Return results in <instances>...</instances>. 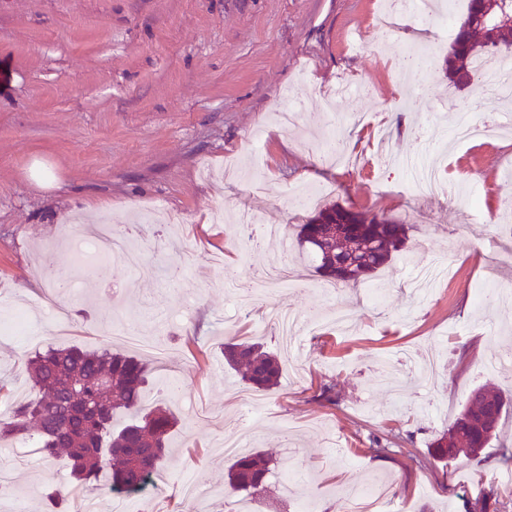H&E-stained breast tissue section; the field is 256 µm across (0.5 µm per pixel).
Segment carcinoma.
Masks as SVG:
<instances>
[{
  "label": "carcinoma",
  "mask_w": 512,
  "mask_h": 512,
  "mask_svg": "<svg viewBox=\"0 0 512 512\" xmlns=\"http://www.w3.org/2000/svg\"><path fill=\"white\" fill-rule=\"evenodd\" d=\"M482 4L483 0H468L449 45L448 80L457 85L482 84L479 60L497 52L512 54V26L482 19ZM334 219L349 221L342 230V242L323 246L316 241L320 222ZM297 237L299 245L309 250L319 276L353 284L387 265L407 240L405 225L368 218L336 204L316 209L308 223L300 225ZM224 359L251 387L271 391L279 384V360L258 342H239L231 337L224 343ZM26 372L30 396L15 403L9 416L0 418V442L33 439L43 459L67 457L69 480L46 493L48 512H58V505L71 499L74 490L98 482L105 469L109 478L101 493L110 496L140 492L149 484L150 476L159 472L169 431L176 422L172 413L155 408L112 431L116 412L141 409L142 388L149 375L146 363L108 349L50 347L28 360ZM103 377L110 381L107 389L99 385ZM75 379L82 383L78 402L71 401L69 393ZM504 406L497 391L481 388L480 397L467 398L450 429L431 443L432 457L442 460L452 448L488 447L493 434L479 422L489 419L499 423ZM268 464L261 452L240 453L228 468V482L238 490L258 493L264 489Z\"/></svg>",
  "instance_id": "carcinoma-1"
}]
</instances>
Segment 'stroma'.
Returning <instances> with one entry per match:
<instances>
[{
    "label": "stroma",
    "mask_w": 512,
    "mask_h": 512,
    "mask_svg": "<svg viewBox=\"0 0 512 512\" xmlns=\"http://www.w3.org/2000/svg\"><path fill=\"white\" fill-rule=\"evenodd\" d=\"M388 0H0V414L28 395L24 362L47 347L106 346L144 358L150 368L145 407L179 419L163 466L173 480L192 477L204 494L185 499L173 487H151L123 499L96 496V512H275L304 496L319 512H348L356 484L384 482L390 512H467L493 493L497 512H512V375L485 362L512 342V301L480 309L475 291H512V102L489 89L456 87L444 60L449 37L433 26L440 9L460 18L467 0H425L417 19L388 13ZM389 28H382L383 16ZM305 121L286 129L278 109L286 94ZM496 125L494 133L457 142L459 111ZM329 113L354 162L330 164L323 131L307 118ZM430 163L457 185L435 202L425 222H411L413 164ZM324 183L330 198L359 213L406 223L403 251L367 284L322 293L326 282L300 257L297 232L312 208H292L293 187ZM478 185L487 221L469 219ZM278 218L284 240L261 243L238 224L241 208ZM103 220L116 232L132 226L164 238L149 255L160 268L125 275L121 292L107 280L68 304L64 326L40 301L37 268L79 270L65 240L75 218ZM289 242L302 273L291 289L237 310L227 282L248 283ZM439 261L447 278L414 297L415 268ZM385 299H366L365 286ZM318 319L305 336L301 372L282 368L269 405L253 423L254 450L272 471L261 493L224 482L230 458L224 434L240 427L238 399L251 389L224 363L221 344L251 338L273 352L280 344L264 324L270 308ZM138 314L152 345L107 342L93 335L108 310ZM433 348L431 384L394 382L405 351ZM181 391L169 393L167 375ZM339 394L329 404L319 383ZM489 384L505 401L497 436L476 459L441 463L430 444L446 431L468 395ZM385 452H376V445ZM0 445V512L17 489L36 486L27 512H45L48 487L67 481L65 458L14 464ZM302 480L285 490L280 477Z\"/></svg>",
    "instance_id": "obj_1"
}]
</instances>
